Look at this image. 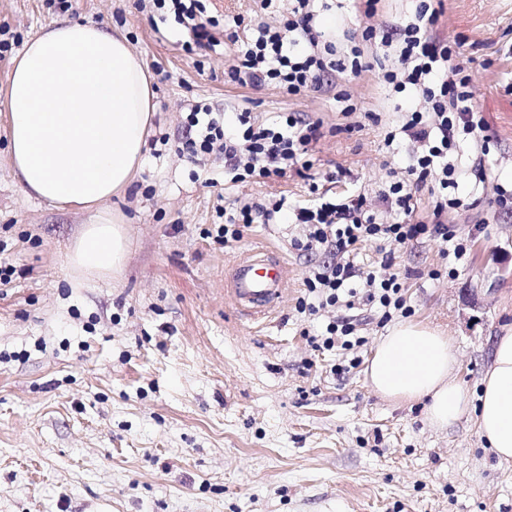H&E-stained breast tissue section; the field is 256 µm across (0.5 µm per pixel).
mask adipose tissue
Listing matches in <instances>:
<instances>
[{
  "instance_id": "adipose-tissue-1",
  "label": "adipose tissue",
  "mask_w": 512,
  "mask_h": 512,
  "mask_svg": "<svg viewBox=\"0 0 512 512\" xmlns=\"http://www.w3.org/2000/svg\"><path fill=\"white\" fill-rule=\"evenodd\" d=\"M8 161L21 190L59 208L97 209L68 255L88 275L120 272L129 247L102 214L141 168L153 117L151 77L123 35L92 22L58 21L26 41L6 90ZM453 337L402 322L379 338L365 369L382 398L424 402L439 429L474 413L499 461L512 462V330L497 337L478 393L454 376Z\"/></svg>"
}]
</instances>
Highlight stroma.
<instances>
[{
	"label": "stroma",
	"instance_id": "35a3bbf8",
	"mask_svg": "<svg viewBox=\"0 0 512 512\" xmlns=\"http://www.w3.org/2000/svg\"><path fill=\"white\" fill-rule=\"evenodd\" d=\"M323 25L338 46L367 23L399 21L415 0H380L374 19L359 0H326ZM207 13L276 25L288 0H206ZM91 21L122 32L148 70L156 116L146 162L127 192L100 211L59 209L26 196L7 158L6 89L13 60L41 27ZM0 512H512V464L498 463L472 415L438 429L422 404L394 403L365 381L338 376L341 351L310 339L325 316L297 309L304 280L329 256L292 243L295 224H254L240 241L208 236L244 204L308 200L292 175L232 182L224 159L193 160L178 147L198 104L271 121L301 112L322 124L311 147L320 189L375 197L403 174L410 146L389 151L398 114L381 86V49L364 48L358 77L333 75L298 96L269 84L229 81L238 48L187 52V29L160 20L151 0H0ZM462 38L476 103L491 136L484 189L445 216L473 242L462 258L435 239L397 249L393 270L412 321L439 328L459 351L456 378L469 390L491 364L496 336L512 327V215L495 184L512 183V0H445L434 27ZM351 93L359 113L336 99ZM372 112L376 121L365 120ZM346 169L338 183L325 174ZM119 219L130 246L122 272L91 279L68 263L97 213ZM483 233H475L476 222ZM276 249L288 293L266 322L237 313L225 272L241 253Z\"/></svg>",
	"mask_w": 512,
	"mask_h": 512
}]
</instances>
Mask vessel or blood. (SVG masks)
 Masks as SVG:
<instances>
[{"mask_svg":"<svg viewBox=\"0 0 512 512\" xmlns=\"http://www.w3.org/2000/svg\"><path fill=\"white\" fill-rule=\"evenodd\" d=\"M287 286L288 267L272 253L241 258L228 277V293L236 309L252 319L268 314Z\"/></svg>","mask_w":512,"mask_h":512,"instance_id":"obj_1","label":"vessel or blood"}]
</instances>
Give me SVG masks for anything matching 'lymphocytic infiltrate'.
<instances>
[{
    "label": "lymphocytic infiltrate",
    "mask_w": 512,
    "mask_h": 512,
    "mask_svg": "<svg viewBox=\"0 0 512 512\" xmlns=\"http://www.w3.org/2000/svg\"><path fill=\"white\" fill-rule=\"evenodd\" d=\"M160 11L173 12L176 20L192 33L195 47L214 49L216 39L210 31L203 0H153ZM292 7L280 26L260 25L230 73L239 83L263 86L279 85L295 96L308 89L321 88L333 72L359 74L364 44H377L393 50L395 63L382 70L381 80L391 91L410 99L397 130L385 140H408L413 151L405 179L391 182L378 194L379 206L396 209L400 221L388 224L378 208L357 193L339 200L320 192L317 182L309 184L317 199L309 207H288L285 199L269 204H246L238 208L226 223L218 225L216 237L224 242L239 240L242 226L270 224L292 217L304 227L296 239L297 250L309 252L328 249L333 258L304 281L308 296L298 303L299 312L312 315L336 305L344 306L346 316L330 320L321 336L324 349L341 347L352 357L348 365H335L334 374L347 373L359 366L355 347L364 343L359 323L350 312L358 305L376 308L381 322L393 312L408 315L411 308L392 266L398 247L423 237L440 239L454 257L467 251L454 225L442 217L459 209L464 201L458 193L462 171L457 163L459 141L468 140L488 154L490 138L487 124L479 111L471 79L461 58L462 41L439 38L433 28L444 12V0H419L413 14L400 22L368 26L362 31V43L339 54L334 42L325 37L314 0H291ZM191 133L184 144L191 157L220 153L224 168L235 181L266 182L294 174L306 178L312 168L310 147L322 136L321 125L287 113L284 120L269 126L252 119L250 113H237L233 122H225L223 113L209 107H195L187 117ZM431 187L434 223L414 220L417 192ZM383 243L387 251L379 269L361 270L351 254L357 244Z\"/></svg>",
    "instance_id": "obj_1"
}]
</instances>
